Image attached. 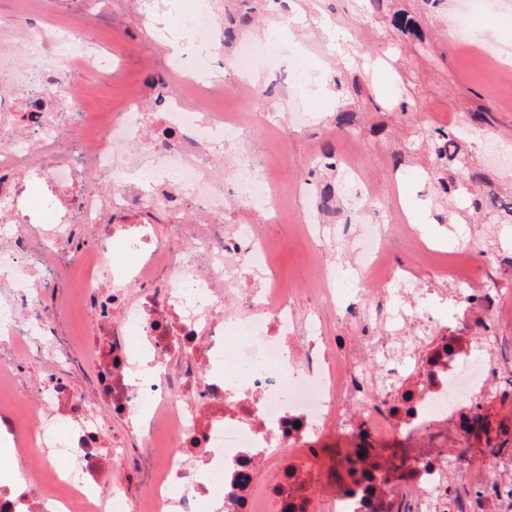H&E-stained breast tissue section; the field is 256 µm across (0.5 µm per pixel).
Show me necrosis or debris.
<instances>
[{
    "mask_svg": "<svg viewBox=\"0 0 512 512\" xmlns=\"http://www.w3.org/2000/svg\"><path fill=\"white\" fill-rule=\"evenodd\" d=\"M213 16L188 11L196 46L185 85L210 93L222 81L211 71ZM18 59L0 52V77L22 84L27 100L49 106L10 123L13 100L0 98V384H15L21 359L46 375L31 388L39 401L25 428L17 406L0 403V422L25 461L16 487H0V512H71L53 492L70 488L81 512H201L219 498V512H310L315 494L336 495V512H472L449 500L457 468L440 458H412L400 485L320 477L319 448L335 426L348 452L360 442L380 449L383 434H414L456 416L486 395L495 363L474 355L455 335L427 342L398 340L389 353L375 345L337 358L314 319L298 317L277 286L274 248L256 225L177 224L163 235L147 217L182 208L192 197L217 216L244 202L270 217L280 213L267 155L242 154L231 187L215 181L216 139L238 142L241 124L220 112H189L181 93L163 97L164 130L145 132L137 102L119 117L89 114L62 99L61 80L46 64L68 50L105 68L82 42H55L44 27L26 31ZM108 185H85L87 172ZM44 188L49 225L28 211L29 185ZM91 230L95 247L72 258L84 276L77 305L98 315L75 344L56 336V312L40 283L55 278L58 254L74 227ZM137 250L136 265L110 261L113 238ZM383 225H370L360 250L368 278L397 284L384 264ZM93 364L88 391L77 396L61 375L78 357ZM158 376L133 384L141 365ZM125 423L105 433L106 417ZM282 459L274 481L269 460Z\"/></svg>",
    "mask_w": 512,
    "mask_h": 512,
    "instance_id": "obj_1",
    "label": "necrosis or debris"
}]
</instances>
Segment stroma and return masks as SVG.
I'll return each instance as SVG.
<instances>
[{
	"instance_id": "obj_1",
	"label": "stroma",
	"mask_w": 512,
	"mask_h": 512,
	"mask_svg": "<svg viewBox=\"0 0 512 512\" xmlns=\"http://www.w3.org/2000/svg\"><path fill=\"white\" fill-rule=\"evenodd\" d=\"M366 0H283L277 9L258 12L248 37L268 42L278 36L299 40L300 62L281 57L275 67H260L256 88L242 91L229 67L233 51L224 47V27L216 25L214 40L222 50L215 69L224 77L214 99L186 89L189 108L222 109L248 128L255 151L277 159L275 177L281 186L283 215L277 222L255 207L231 206L223 217L226 227L256 225L262 238L277 248L279 286L302 316H316L325 335L335 337L337 353H345L362 334L358 321L346 311L347 301L366 293L386 314L409 306L429 314L430 335L454 334L467 325L473 351L490 356L494 347L486 334L512 339V223L502 212L473 208L474 201L490 197L512 206V82L499 83L486 67L487 52L512 61V25L479 34L473 41L453 40L456 0H383V14L369 25L359 22ZM207 0H162L151 9L149 0H105L90 7L88 0H0V43L17 46L18 34L31 19L69 36L79 22L86 39L99 45L112 61L109 71L95 74L77 70L60 57L59 66L74 79L61 94L83 111L123 112L139 99L152 127H160L164 110L155 98L159 86L173 89L178 79L169 65L166 41L183 29L186 11L206 6ZM400 11L416 19L421 39L408 38L390 24V13ZM164 25L150 29L151 13ZM323 18L342 29H353L349 53L342 56L320 37L308 18ZM308 73L322 72L319 89L301 94L289 88L298 65ZM298 102L303 123L287 124L290 102ZM408 109H401V102ZM354 113L351 125L336 122L338 113ZM460 123L453 127L456 159L442 164L431 143L434 129L448 125L449 111ZM332 152L354 162L356 177L369 180L378 195L366 209L354 208L344 192H337L338 232L327 238L324 255L312 253L306 218L297 205V183L320 193L327 178L343 183V173L312 170L315 152ZM452 176L453 185L441 192L439 179ZM407 198L422 214L420 223L403 216L391 232L385 260L395 273L410 271L412 297L384 293L378 284H363L354 267L353 250L368 220L369 210L384 213ZM428 241L444 254L475 246V267L465 278L450 282L441 265L428 264L416 239ZM60 274L49 281L44 298L54 300L59 314L57 334L80 338L95 324L94 315L73 312L79 270L60 259ZM488 288L501 313L493 330L480 323L479 304L472 300L471 282ZM455 422L440 423L412 436H392L390 451L408 455L445 457L464 465L467 441L458 436Z\"/></svg>"
}]
</instances>
